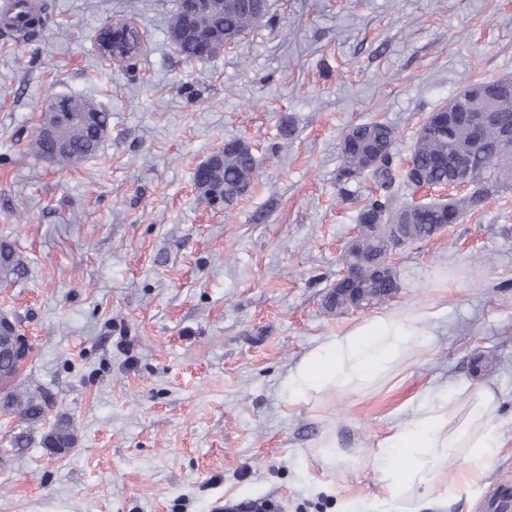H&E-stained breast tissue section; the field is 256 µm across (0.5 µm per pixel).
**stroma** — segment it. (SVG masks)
<instances>
[{
  "label": "stroma",
  "mask_w": 512,
  "mask_h": 512,
  "mask_svg": "<svg viewBox=\"0 0 512 512\" xmlns=\"http://www.w3.org/2000/svg\"><path fill=\"white\" fill-rule=\"evenodd\" d=\"M38 2L37 37H0V238L28 267L0 284V314L29 336L23 373L79 442L18 457L21 424L0 418V512H366L383 498L378 444L409 420V400L480 382L512 426V180L395 249V296L326 306L364 199L411 202L403 171L428 113L472 82L512 78V0H269L205 61L169 41L177 0ZM112 19L144 34L131 65L95 49ZM53 95L110 116L98 153L63 171L28 149ZM373 118L396 131L394 179L365 176L342 195V138ZM229 140L251 145L259 174L225 207L193 175ZM413 307L442 316L393 379L289 406L285 377L322 338ZM327 425L331 462L315 446ZM465 469L449 459L407 512H486L487 493L512 484V438L479 493Z\"/></svg>",
  "instance_id": "obj_1"
}]
</instances>
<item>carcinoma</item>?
<instances>
[{
  "label": "carcinoma",
  "mask_w": 512,
  "mask_h": 512,
  "mask_svg": "<svg viewBox=\"0 0 512 512\" xmlns=\"http://www.w3.org/2000/svg\"><path fill=\"white\" fill-rule=\"evenodd\" d=\"M268 9L257 13L241 6V0H213V7L204 24L209 31L206 45L202 46L193 36L185 37L177 51L187 60H199L205 55L212 58L224 51V33L241 36L250 27L260 23ZM494 82L478 81L458 93L449 103L434 110L432 118L420 128L411 152L405 179L408 186H437L448 182L456 160L464 157L470 161L467 182L483 184L493 173L512 174V144L504 145L501 132L512 127V94L497 96L493 93ZM73 104L80 118L64 129L69 150H55L51 140L39 135L32 140L30 151L59 169L71 167L94 156L104 141L109 128V114L100 105L86 98L75 97ZM497 113V124L486 133L483 149L473 148L466 126L455 124L448 127L440 119L448 112ZM395 129L384 121H370L352 127L341 147L343 164L338 172V182L347 185L370 174L387 182L392 180V157L385 154L376 167L368 166L366 155L390 144ZM258 173V164L249 144L230 143L224 150L213 155L207 169L195 174L197 187L211 199L226 206L239 197V188L248 187ZM484 201L481 191L455 198L451 207L432 204L423 209L410 211L396 206L390 197H369L358 212V223L363 224H410L414 241L426 240L435 224H455L469 210L478 208ZM384 229L362 231L348 247L343 261L349 267H359L384 252ZM27 266L10 241L0 240V282L8 283L22 278ZM23 364L15 354L14 337L0 333V414L16 417L24 424L10 441L12 449L21 453L40 434V444L52 453L68 451L77 444V435L71 419L58 415L49 421V398L39 386L32 385L22 374Z\"/></svg>",
  "instance_id": "carcinoma-1"
}]
</instances>
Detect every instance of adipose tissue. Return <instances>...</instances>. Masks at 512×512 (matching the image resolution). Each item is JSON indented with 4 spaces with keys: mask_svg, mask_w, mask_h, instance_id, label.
<instances>
[{
    "mask_svg": "<svg viewBox=\"0 0 512 512\" xmlns=\"http://www.w3.org/2000/svg\"><path fill=\"white\" fill-rule=\"evenodd\" d=\"M437 317L425 308H407L326 337L289 373V403L307 405L339 391L357 395L391 377L399 359L423 345ZM463 389L471 404L466 418H458L454 401L426 399L412 407L408 423L380 441L373 464L387 512H400L410 489L431 485L452 449H463L465 461L484 470L502 447L503 424L494 411L493 390L470 383Z\"/></svg>",
    "mask_w": 512,
    "mask_h": 512,
    "instance_id": "ef3b65f1",
    "label": "adipose tissue"
}]
</instances>
